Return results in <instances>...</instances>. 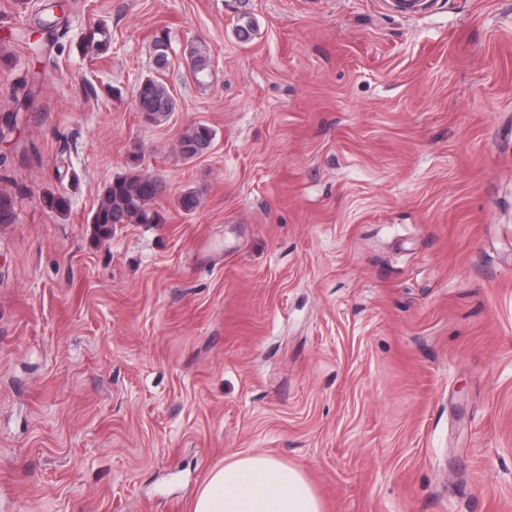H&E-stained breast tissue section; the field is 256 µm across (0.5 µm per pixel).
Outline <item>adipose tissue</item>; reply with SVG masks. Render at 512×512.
Here are the masks:
<instances>
[{
	"instance_id": "ef3b65f1",
	"label": "adipose tissue",
	"mask_w": 512,
	"mask_h": 512,
	"mask_svg": "<svg viewBox=\"0 0 512 512\" xmlns=\"http://www.w3.org/2000/svg\"><path fill=\"white\" fill-rule=\"evenodd\" d=\"M193 512H322V504L301 470L253 454L212 470Z\"/></svg>"
}]
</instances>
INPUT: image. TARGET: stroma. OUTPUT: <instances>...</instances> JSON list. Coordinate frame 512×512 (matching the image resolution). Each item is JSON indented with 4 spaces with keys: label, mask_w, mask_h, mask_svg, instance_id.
<instances>
[{
    "label": "stroma",
    "mask_w": 512,
    "mask_h": 512,
    "mask_svg": "<svg viewBox=\"0 0 512 512\" xmlns=\"http://www.w3.org/2000/svg\"><path fill=\"white\" fill-rule=\"evenodd\" d=\"M0 54V512H192L240 454L323 512H512V0H0ZM135 146L165 221L96 243ZM135 102L142 121L148 125L166 123L176 110V100L168 87L150 76L139 83ZM216 133L210 126L197 123L185 128L179 140V152L186 160L197 158L207 153Z\"/></svg>",
    "instance_id": "stroma-1"
}]
</instances>
